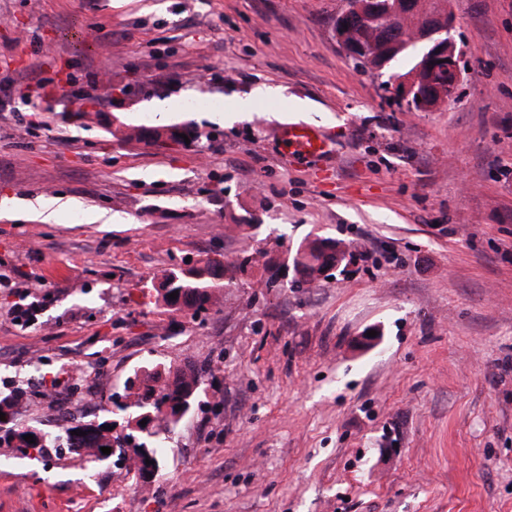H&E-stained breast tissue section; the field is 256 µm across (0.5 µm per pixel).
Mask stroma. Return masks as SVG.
Returning <instances> with one entry per match:
<instances>
[{
    "label": "stroma",
    "mask_w": 512,
    "mask_h": 512,
    "mask_svg": "<svg viewBox=\"0 0 512 512\" xmlns=\"http://www.w3.org/2000/svg\"><path fill=\"white\" fill-rule=\"evenodd\" d=\"M425 4L463 51L431 112L341 51L342 0H0L15 423H84L134 373L203 372L154 485L0 456V512H512V0ZM105 78L129 104L109 107ZM237 97L252 112L212 120ZM93 106L100 120L70 116ZM294 122L333 154H282L272 132ZM121 125H186L202 146L128 143ZM318 236L348 256L295 285ZM209 256L237 269L207 314L158 302L154 276ZM21 288L35 325L14 319Z\"/></svg>",
    "instance_id": "stroma-1"
}]
</instances>
